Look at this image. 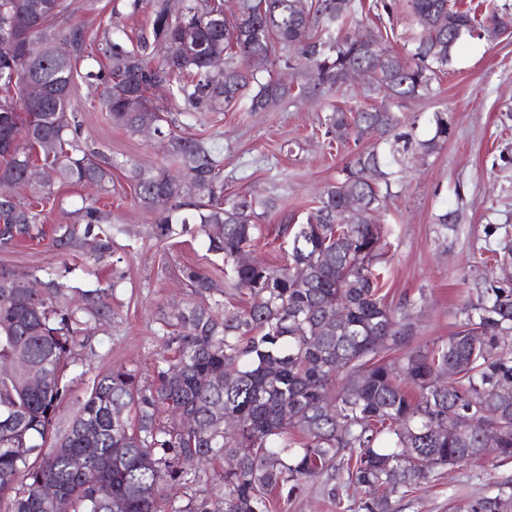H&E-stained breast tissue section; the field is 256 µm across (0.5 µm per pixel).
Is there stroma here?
<instances>
[{
	"instance_id": "35a3bbf8",
	"label": "stroma",
	"mask_w": 512,
	"mask_h": 512,
	"mask_svg": "<svg viewBox=\"0 0 512 512\" xmlns=\"http://www.w3.org/2000/svg\"><path fill=\"white\" fill-rule=\"evenodd\" d=\"M76 3V18L84 23L92 44L115 34L134 43L151 29L150 0H143L134 13L128 0ZM98 68V57L78 61L71 97L84 121L88 146L114 162V191L107 205L122 232L112 239L111 257L95 261L89 243L63 252L48 237L0 248V269L62 273L76 288L114 289L109 313L78 351L77 369L83 377L73 384L71 398L59 414L61 431L97 374L123 366L136 371L141 384L152 381L154 364L164 349L157 334L158 313L191 298L181 278L183 266L195 265L216 280L224 278L222 256L207 252L203 237L189 233L165 240L155 237L151 214L135 200L129 169L159 160V139L107 121L100 91L86 77ZM155 100L188 114L194 134L213 136L224 160L226 194L252 192L278 198L279 206L266 218L255 251L256 257L274 264L282 256L283 219L292 215L304 221L309 200L336 180L348 159L344 149L329 144L324 136L321 121L329 107L354 109L378 102L359 81L274 112H249L242 106L202 112L163 91L156 93ZM440 110L453 117L447 141L426 160L410 163L402 189L380 216L391 231L382 292L395 308L408 300L416 302L418 346L454 331L473 279L512 283V253L504 251L512 246V31L494 40L467 39L436 83L433 97L405 101L398 113L417 118L416 136L427 139L432 135L428 120ZM93 196V191L80 186L56 189L44 205L45 224L51 228L66 221L70 211ZM447 208L460 209L462 220L441 236L435 220ZM116 271L124 275L117 286L112 283ZM491 476L512 479V462L499 466L486 456L462 468L444 469L415 493L397 500L395 508L397 512H468Z\"/></svg>"
}]
</instances>
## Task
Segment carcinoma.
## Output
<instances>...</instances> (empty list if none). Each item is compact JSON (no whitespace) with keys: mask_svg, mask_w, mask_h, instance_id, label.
Masks as SVG:
<instances>
[{"mask_svg":"<svg viewBox=\"0 0 512 512\" xmlns=\"http://www.w3.org/2000/svg\"><path fill=\"white\" fill-rule=\"evenodd\" d=\"M361 0H152L150 36L133 46L106 41L107 65L92 75L117 128L160 135L163 162L130 170L135 198L154 213L155 234L170 238L190 223L221 254L226 295L248 304L219 309L203 301L162 318L165 353L151 383L113 367L97 375L64 433H53L71 391L82 333L108 308L112 285L83 294L64 276L0 270V364L40 372L0 371V512H54L43 481L68 497L70 512H271L270 494L299 495L308 482L341 506L392 512L402 498L445 467H460L497 449L512 460V287L474 283L476 301L460 308L449 336L423 346L414 339L415 302L392 308L381 293L380 264L390 247L374 214L402 184L410 160L448 139L451 118L433 113L434 135L417 142L416 120L400 121L389 104L434 93L465 35L503 34L512 5L482 18L452 0H406L423 27L406 56L382 48L379 27L356 33ZM67 0H0V183L28 191L0 198V248L44 238L39 205L57 185L112 192L114 163L90 149L73 112V61L87 53L84 26ZM37 40L45 52L20 50ZM70 46L68 56L53 45ZM170 54L154 57L165 44ZM260 56L256 70L246 58ZM286 69L291 78L274 76ZM364 72L384 103L325 116V135L356 151L336 182L311 201L303 224H286V262H237L257 241L273 205L252 193L224 194L221 161L210 140L182 128L148 93L163 89L206 112L241 104L267 112L290 99L339 89ZM168 207L159 210L154 199ZM111 213L89 204L53 228L63 249L95 240L96 258L112 255ZM183 280L200 298L222 287L185 265ZM41 279L43 298L24 287ZM344 312L343 322L326 321ZM408 348L390 360L385 353ZM495 413L486 414L489 407ZM186 421L163 422L159 413ZM224 460L220 492L194 494L174 507L163 494L200 482L199 470ZM470 512H512V480L492 481Z\"/></svg>","mask_w":512,"mask_h":512,"instance_id":"cac0c4a2","label":"carcinoma"}]
</instances>
